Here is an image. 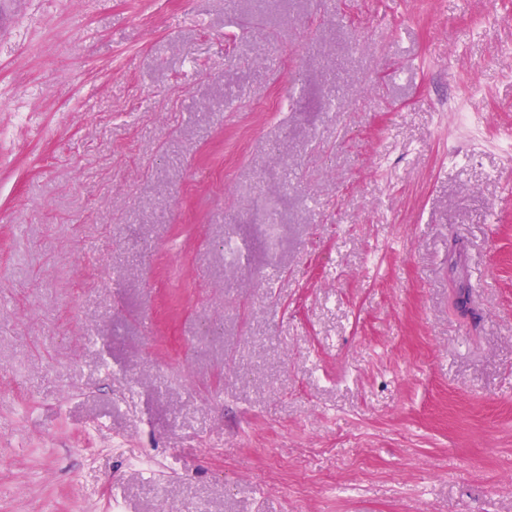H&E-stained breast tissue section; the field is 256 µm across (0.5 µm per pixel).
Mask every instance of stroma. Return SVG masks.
<instances>
[{"label": "stroma", "instance_id": "stroma-1", "mask_svg": "<svg viewBox=\"0 0 512 512\" xmlns=\"http://www.w3.org/2000/svg\"><path fill=\"white\" fill-rule=\"evenodd\" d=\"M510 132L512 0H0V512H512Z\"/></svg>", "mask_w": 512, "mask_h": 512}]
</instances>
